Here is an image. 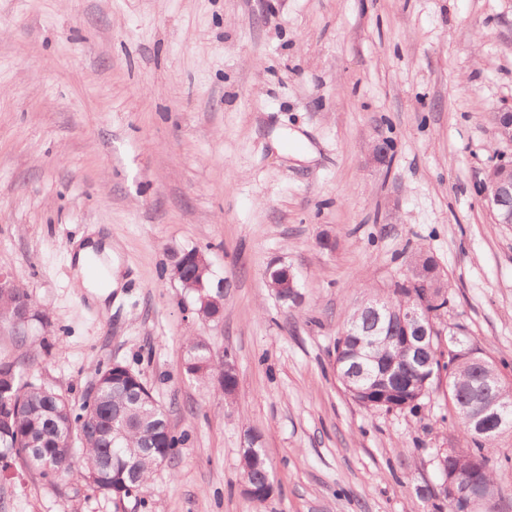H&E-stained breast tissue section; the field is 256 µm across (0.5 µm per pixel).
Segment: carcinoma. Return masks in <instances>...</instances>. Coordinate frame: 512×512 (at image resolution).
Listing matches in <instances>:
<instances>
[{
    "label": "carcinoma",
    "mask_w": 512,
    "mask_h": 512,
    "mask_svg": "<svg viewBox=\"0 0 512 512\" xmlns=\"http://www.w3.org/2000/svg\"><path fill=\"white\" fill-rule=\"evenodd\" d=\"M426 257L416 275L393 282L371 298V303L353 309L345 329L336 339V373L350 369L353 376L343 383L345 392L360 406L370 410L417 411L435 377L448 373V390L455 423L462 430L466 447L445 457L446 468L468 480L477 476L482 489L494 494L490 462L495 442L509 430L475 431V416L493 397L512 400V382L501 376L488 360V368L466 362L451 365L438 356L415 358L400 346L404 327L400 319L402 304L410 300L427 303L424 322L428 340L440 345L442 331L436 327L440 310L450 302L441 276L429 278ZM183 276L203 282L202 288H190L195 310L205 314L218 294L209 287L210 273L200 274L194 264L183 267ZM6 296H0V311L12 312L31 302L19 276ZM190 364L186 374L201 382H214L226 391L224 357L213 355L202 341L190 339L187 345ZM98 389L86 392L79 406H73L61 393L30 380L17 371V361L0 358V389L14 400L9 424L0 426V476L10 468L12 459L22 458L38 470L50 485L78 476L91 490L124 499L148 491L154 471L171 461L186 437L170 430L166 410L153 395L151 387L130 367L114 362L96 374ZM124 429V437L112 443V426ZM243 483L255 489L252 501H267L264 490L270 483L264 451L243 452Z\"/></svg>",
    "instance_id": "obj_1"
}]
</instances>
